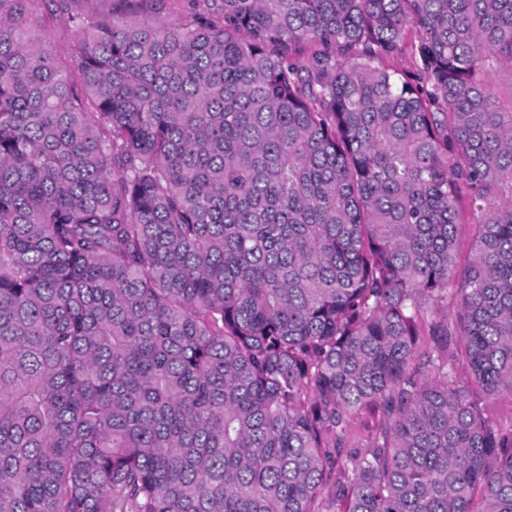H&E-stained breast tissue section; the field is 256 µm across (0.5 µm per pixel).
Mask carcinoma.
I'll list each match as a JSON object with an SVG mask.
<instances>
[{
  "label": "carcinoma",
  "mask_w": 512,
  "mask_h": 512,
  "mask_svg": "<svg viewBox=\"0 0 512 512\" xmlns=\"http://www.w3.org/2000/svg\"><path fill=\"white\" fill-rule=\"evenodd\" d=\"M116 2L0 0V512H512V0ZM33 5L32 41L71 67L70 55L78 32L68 22L67 15L56 11L48 1L37 0ZM484 412L504 428L512 426V394L503 392L483 401ZM378 421V416L370 408H363L353 419L350 425L349 440L352 445L364 443L371 433L374 425Z\"/></svg>",
  "instance_id": "obj_1"
}]
</instances>
